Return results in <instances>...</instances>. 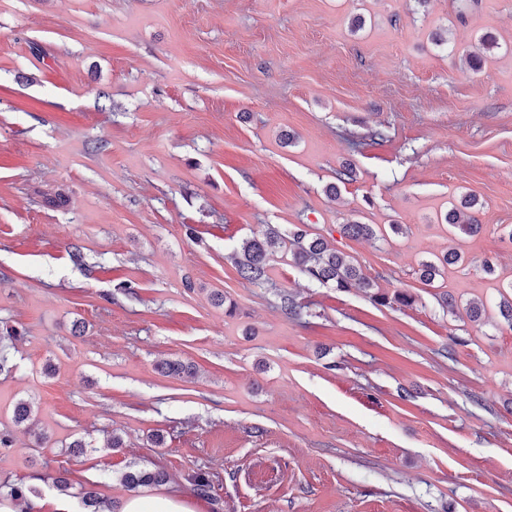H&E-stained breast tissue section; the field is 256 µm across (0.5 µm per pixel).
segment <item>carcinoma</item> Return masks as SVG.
Listing matches in <instances>:
<instances>
[{
  "label": "carcinoma",
  "instance_id": "obj_1",
  "mask_svg": "<svg viewBox=\"0 0 512 512\" xmlns=\"http://www.w3.org/2000/svg\"><path fill=\"white\" fill-rule=\"evenodd\" d=\"M497 47V41L492 36H484L478 44V52L466 54V60L470 67H475L482 57ZM478 196L467 191L458 198L449 202L448 210L441 216V223L448 230L461 237H473L478 235L483 225L479 224L477 214L479 212ZM341 231L349 237H364L385 240L390 236H398L403 233L401 224H390L380 227L373 224H360L349 222L342 225ZM293 246V262L299 270L310 280L320 284H330L339 291L350 288H363L370 294V298L380 305L387 306L396 303L402 306H411L415 298L407 293L398 292L393 296L376 291L377 284L365 276L362 271L348 261L345 256L328 242L320 237H312L305 229V225H295L288 231V237L284 238L274 228L268 230L264 238H247L243 240L239 253L235 257V263L239 267L241 276L251 284L264 285L271 281V262L276 249L287 245ZM463 260L462 253L450 250L442 255L438 261H423L420 263V278L425 283H431L439 274L440 266L456 265ZM167 476L160 469H148L133 467L122 473L120 481L130 490L135 491L141 487L159 485L165 482ZM198 495L210 498L214 488V475L200 471L189 477ZM52 484L57 491L69 497L78 498L84 506V512H113L112 503L101 500L95 491L82 488L77 492L72 491V485L62 476L52 478ZM36 493V488L25 483H16L10 486L9 496L18 505L26 504L30 496Z\"/></svg>",
  "mask_w": 512,
  "mask_h": 512
}]
</instances>
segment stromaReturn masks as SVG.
<instances>
[{
    "instance_id": "stroma-1",
    "label": "stroma",
    "mask_w": 512,
    "mask_h": 512,
    "mask_svg": "<svg viewBox=\"0 0 512 512\" xmlns=\"http://www.w3.org/2000/svg\"><path fill=\"white\" fill-rule=\"evenodd\" d=\"M484 35L499 48L474 70ZM465 191L472 238L438 223ZM351 221L405 232L351 238ZM294 224L415 303L283 253L270 284L243 280L242 239ZM511 226L512 0H0V332L20 333L0 497L48 474L118 506L136 464L197 512H512ZM451 249L463 263L422 282ZM439 264L435 261H422L420 263V278L427 284H430L439 274L440 264L450 266L459 264L463 260L462 253L457 250H450L442 255V258L437 257Z\"/></svg>"
}]
</instances>
